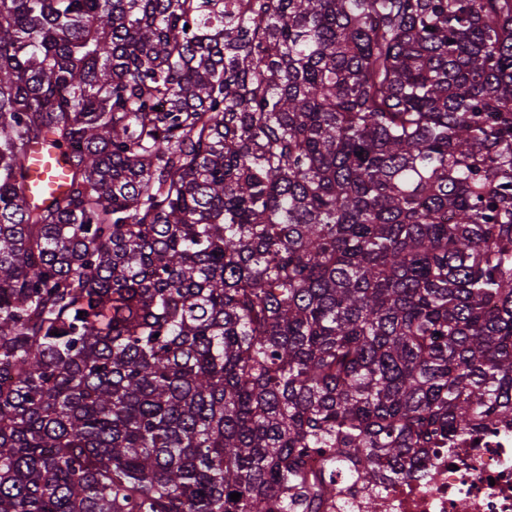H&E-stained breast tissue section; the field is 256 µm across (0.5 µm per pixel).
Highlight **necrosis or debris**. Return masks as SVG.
I'll return each mask as SVG.
<instances>
[{
  "label": "necrosis or debris",
  "instance_id": "1",
  "mask_svg": "<svg viewBox=\"0 0 512 512\" xmlns=\"http://www.w3.org/2000/svg\"><path fill=\"white\" fill-rule=\"evenodd\" d=\"M326 512H512V423L437 448L422 474L376 490L345 481Z\"/></svg>",
  "mask_w": 512,
  "mask_h": 512
}]
</instances>
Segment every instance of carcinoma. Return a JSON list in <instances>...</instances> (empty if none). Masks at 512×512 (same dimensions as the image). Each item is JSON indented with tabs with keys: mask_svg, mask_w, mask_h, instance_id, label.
I'll list each match as a JSON object with an SVG mask.
<instances>
[{
	"mask_svg": "<svg viewBox=\"0 0 512 512\" xmlns=\"http://www.w3.org/2000/svg\"><path fill=\"white\" fill-rule=\"evenodd\" d=\"M508 419L512 0H0V512H320ZM62 151L46 145L30 156V171L33 180V195L39 201L62 192L67 187V168L61 160Z\"/></svg>",
	"mask_w": 512,
	"mask_h": 512,
	"instance_id": "obj_1",
	"label": "carcinoma"
}]
</instances>
